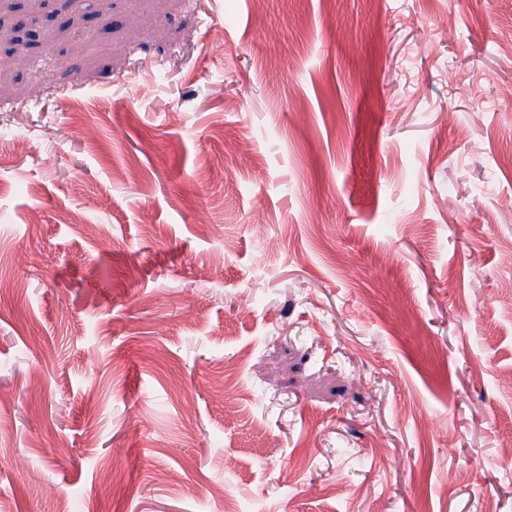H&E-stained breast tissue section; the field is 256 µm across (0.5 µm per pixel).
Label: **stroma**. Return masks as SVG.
Returning <instances> with one entry per match:
<instances>
[{"label":"stroma","mask_w":512,"mask_h":512,"mask_svg":"<svg viewBox=\"0 0 512 512\" xmlns=\"http://www.w3.org/2000/svg\"><path fill=\"white\" fill-rule=\"evenodd\" d=\"M0 47V512H512V0Z\"/></svg>","instance_id":"obj_1"}]
</instances>
